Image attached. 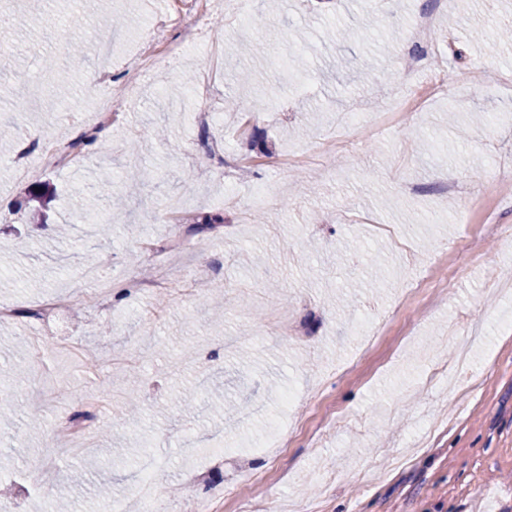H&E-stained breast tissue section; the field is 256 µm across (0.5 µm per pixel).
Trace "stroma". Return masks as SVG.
Listing matches in <instances>:
<instances>
[{"label": "stroma", "instance_id": "obj_1", "mask_svg": "<svg viewBox=\"0 0 512 512\" xmlns=\"http://www.w3.org/2000/svg\"><path fill=\"white\" fill-rule=\"evenodd\" d=\"M218 21L150 84L133 85L122 53L139 31H171L157 16L200 0H44L36 38L0 29V257L17 286L0 302L33 310L68 300L64 330L42 332L19 317L0 321V486L15 512H46L67 498L100 512L99 480L124 512H137L142 452L157 461V512H184L189 494L225 490L222 512H512V204L492 185L512 176V44L477 28L512 26V0H250L253 23L216 0ZM439 6L436 40L455 45L444 72L465 74L376 139L351 119L388 111L401 90L397 65L407 25ZM79 16L88 42L111 38L112 99L124 107L105 136L63 167L26 179L11 169L27 145L74 141L93 128L90 93L101 61L72 58L60 18ZM352 30L332 33L329 19ZM220 43L224 68L212 87L219 117L201 125L188 85ZM57 63L72 93L59 101ZM41 78V95L21 90ZM248 158L250 169L219 168ZM154 172L134 195L122 181ZM99 209L112 235L60 244L59 224H82L81 193L103 171ZM417 190L400 191L402 181ZM469 184L472 198L445 193ZM47 204L34 214L27 190ZM222 224L197 234V215ZM95 256L114 288L150 278L163 264L210 268L189 296L131 292L101 306L83 280ZM96 355L94 365L58 355L54 336ZM146 411L124 420L131 376ZM220 396L184 408L199 382ZM41 418L39 434L25 419ZM89 413L96 454L60 456L49 488L41 462L56 422ZM224 454L185 485L184 449Z\"/></svg>", "mask_w": 512, "mask_h": 512}]
</instances>
